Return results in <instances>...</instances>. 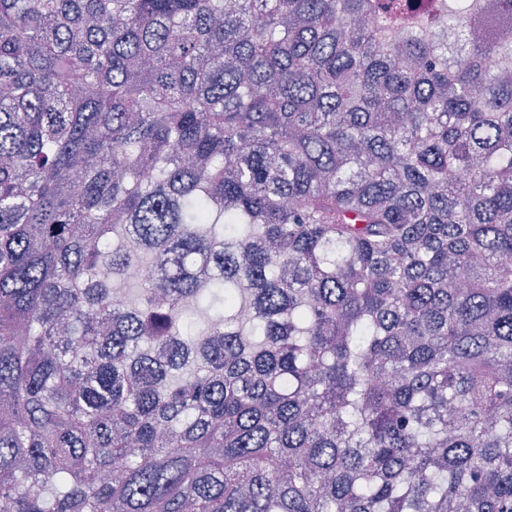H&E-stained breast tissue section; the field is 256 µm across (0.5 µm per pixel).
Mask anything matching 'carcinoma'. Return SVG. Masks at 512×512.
<instances>
[{
  "label": "carcinoma",
  "mask_w": 512,
  "mask_h": 512,
  "mask_svg": "<svg viewBox=\"0 0 512 512\" xmlns=\"http://www.w3.org/2000/svg\"><path fill=\"white\" fill-rule=\"evenodd\" d=\"M407 9L0 0V512H512V0Z\"/></svg>",
  "instance_id": "1"
}]
</instances>
